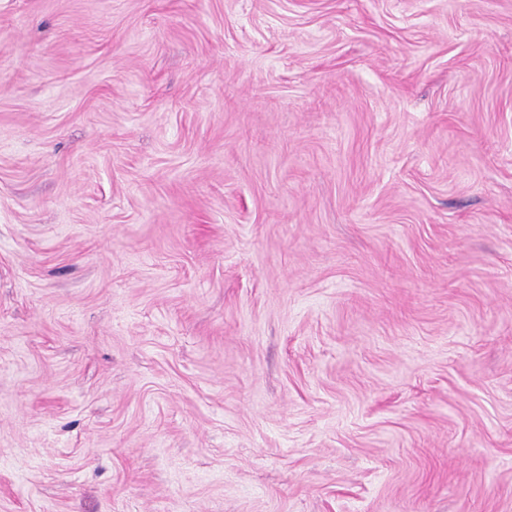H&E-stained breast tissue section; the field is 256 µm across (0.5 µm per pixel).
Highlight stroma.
<instances>
[{"instance_id": "1", "label": "stroma", "mask_w": 512, "mask_h": 512, "mask_svg": "<svg viewBox=\"0 0 512 512\" xmlns=\"http://www.w3.org/2000/svg\"><path fill=\"white\" fill-rule=\"evenodd\" d=\"M0 512H512V0H0Z\"/></svg>"}]
</instances>
